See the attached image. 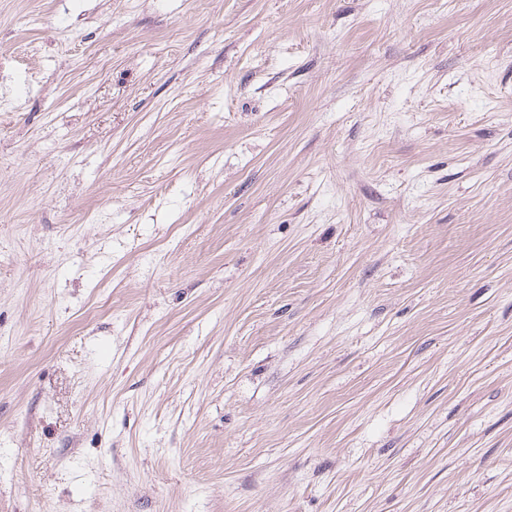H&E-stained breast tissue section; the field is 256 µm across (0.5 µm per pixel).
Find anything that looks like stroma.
Here are the masks:
<instances>
[{"instance_id":"obj_1","label":"stroma","mask_w":512,"mask_h":512,"mask_svg":"<svg viewBox=\"0 0 512 512\" xmlns=\"http://www.w3.org/2000/svg\"><path fill=\"white\" fill-rule=\"evenodd\" d=\"M0 512H512V0H0Z\"/></svg>"}]
</instances>
